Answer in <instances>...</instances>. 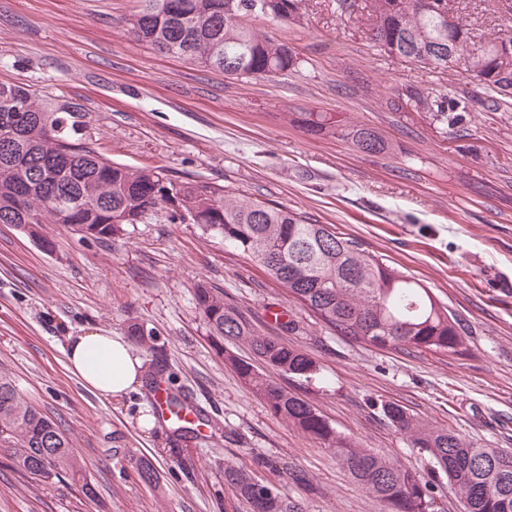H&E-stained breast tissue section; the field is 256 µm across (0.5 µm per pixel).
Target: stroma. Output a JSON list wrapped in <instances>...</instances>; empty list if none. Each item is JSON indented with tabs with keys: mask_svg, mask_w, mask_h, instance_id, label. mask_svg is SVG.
<instances>
[{
	"mask_svg": "<svg viewBox=\"0 0 512 512\" xmlns=\"http://www.w3.org/2000/svg\"><path fill=\"white\" fill-rule=\"evenodd\" d=\"M299 0L300 21L252 19L288 43L298 69L233 79L154 50L129 32L137 0H0V81L78 102L93 147L135 167L296 209L419 280L467 332L461 354L381 350L337 335L221 236L171 222L169 209L102 244L69 224L46 227L53 251L0 224V374L78 448L79 483L16 472L0 449V512H250L224 482L231 461L298 500L303 512H383L334 453L275 415L224 361L195 289L222 290L258 329L314 359L315 378L274 373L360 447L400 460L435 486L433 512H463L445 476L381 412L394 402L485 448L512 449V111L486 107L464 69L427 71L377 48L373 0ZM478 41L506 16L463 0ZM455 103L440 124L424 91ZM399 98V110L387 105ZM300 112L375 128L392 152L366 154L308 134ZM137 323L178 389L206 419L172 438L139 423L153 395L98 400L65 368L68 339L88 328L123 336ZM157 471L154 485L140 462Z\"/></svg>",
	"mask_w": 512,
	"mask_h": 512,
	"instance_id": "stroma-1",
	"label": "stroma"
}]
</instances>
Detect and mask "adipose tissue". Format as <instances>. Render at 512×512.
<instances>
[{"mask_svg":"<svg viewBox=\"0 0 512 512\" xmlns=\"http://www.w3.org/2000/svg\"><path fill=\"white\" fill-rule=\"evenodd\" d=\"M67 369L99 400L121 402L142 383L143 363L128 341L92 329L70 337Z\"/></svg>","mask_w":512,"mask_h":512,"instance_id":"obj_1","label":"adipose tissue"}]
</instances>
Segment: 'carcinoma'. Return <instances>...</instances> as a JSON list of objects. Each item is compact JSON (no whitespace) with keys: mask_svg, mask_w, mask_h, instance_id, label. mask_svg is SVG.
<instances>
[{"mask_svg":"<svg viewBox=\"0 0 512 512\" xmlns=\"http://www.w3.org/2000/svg\"><path fill=\"white\" fill-rule=\"evenodd\" d=\"M130 23L135 38L224 74L261 79L299 67L284 42L256 31L243 18L251 0H143ZM423 11L419 0H374L371 40L384 52L410 58L423 69L465 67L472 82L489 92L498 111L512 103V33L477 50L471 29L453 15L451 0ZM252 16L270 21L298 19L296 0H266ZM449 46L454 63L432 51ZM297 123L313 135L351 141L365 153H382L388 141L375 129L341 124L323 112H301ZM83 107L43 98L30 89L0 81V224L54 246L43 225L79 224L83 237L110 241L127 224H139L156 209L194 212L203 226L224 237V245L257 263L283 285L289 297L340 336L390 350L460 353L464 331L448 307L420 280L371 255L350 238L302 212L272 205L202 180H180L162 169L115 163L89 143ZM196 301L213 336L247 345L275 370L307 380L318 373L306 353L270 339L256 329L224 294L205 285ZM135 342L154 349L155 336L137 323ZM224 359L270 410L301 433L333 450L350 478L367 489L386 512H429L434 485L399 462L359 447L336 431L313 405L289 393L250 362L227 351ZM170 429L190 433L183 413L192 410L181 392L168 389ZM390 424L427 452L432 468L448 477L465 512H512V451L479 448L447 428L430 426L394 403L382 404ZM0 439L16 469L42 481L64 475L82 480L73 441L0 376ZM224 482L252 512H303L302 505L272 485H263L232 462Z\"/></svg>","mask_w":512,"mask_h":512,"instance_id":"1","label":"carcinoma"}]
</instances>
